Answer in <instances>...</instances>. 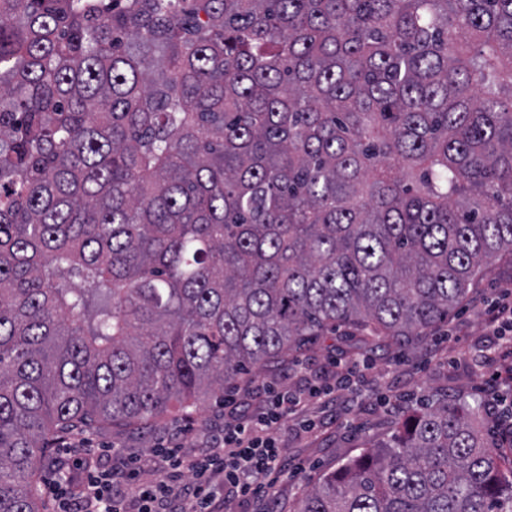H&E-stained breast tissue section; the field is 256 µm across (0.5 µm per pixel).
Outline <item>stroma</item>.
<instances>
[{
    "instance_id": "35a3bbf8",
    "label": "stroma",
    "mask_w": 512,
    "mask_h": 512,
    "mask_svg": "<svg viewBox=\"0 0 512 512\" xmlns=\"http://www.w3.org/2000/svg\"><path fill=\"white\" fill-rule=\"evenodd\" d=\"M505 288L512 289V259L498 257L470 288L461 309L408 347L393 345L356 355L339 329L291 354L286 367L243 376L228 388L229 396L256 407L265 404L264 389L269 385L293 394L313 386L336 391L333 405L305 400L276 431L283 458L299 465L301 472L295 477L277 475L273 512H295L324 473L391 440L411 409L429 395L469 402L478 409L481 423L490 425L480 361L496 351L497 340L488 334L484 312ZM224 420L222 404L205 402L145 431L115 427L73 436L69 447L55 449L54 454L71 464L79 479L84 469L77 465L78 457L93 465L108 464L118 448L137 457L138 481L150 482L159 475L156 448L177 444L185 452H200L208 447L211 435L223 429Z\"/></svg>"
}]
</instances>
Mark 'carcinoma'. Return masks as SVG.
I'll return each instance as SVG.
<instances>
[{
    "mask_svg": "<svg viewBox=\"0 0 512 512\" xmlns=\"http://www.w3.org/2000/svg\"><path fill=\"white\" fill-rule=\"evenodd\" d=\"M512 258V0H0V512L329 327L410 342ZM437 400L297 512H512Z\"/></svg>",
    "mask_w": 512,
    "mask_h": 512,
    "instance_id": "carcinoma-1",
    "label": "carcinoma"
}]
</instances>
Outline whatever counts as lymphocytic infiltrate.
<instances>
[{"mask_svg": "<svg viewBox=\"0 0 512 512\" xmlns=\"http://www.w3.org/2000/svg\"><path fill=\"white\" fill-rule=\"evenodd\" d=\"M270 397L269 411L257 416L243 412L225 424L205 456L188 454L177 446L158 449L164 463L162 476L150 484L129 487L136 512H220L225 491L246 500L268 496L269 479L281 463L273 433L300 404L281 392H271ZM114 479V471L91 469L73 494H66L58 482L50 492L59 512H127L112 493Z\"/></svg>", "mask_w": 512, "mask_h": 512, "instance_id": "f902f5d3", "label": "lymphocytic infiltrate"}]
</instances>
